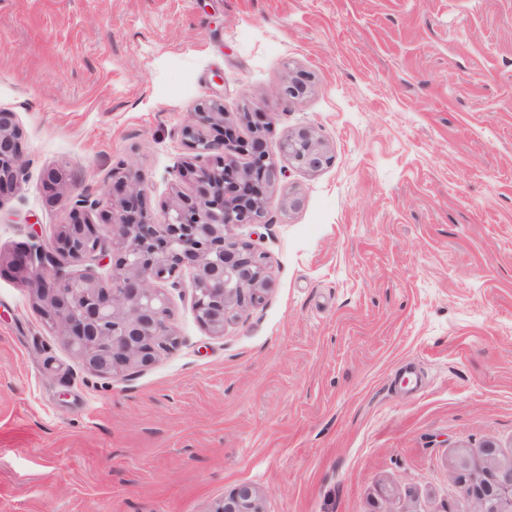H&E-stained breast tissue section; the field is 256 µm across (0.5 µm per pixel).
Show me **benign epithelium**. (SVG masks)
Listing matches in <instances>:
<instances>
[{"label": "benign epithelium", "instance_id": "obj_1", "mask_svg": "<svg viewBox=\"0 0 512 512\" xmlns=\"http://www.w3.org/2000/svg\"><path fill=\"white\" fill-rule=\"evenodd\" d=\"M307 89L304 77L291 76L277 94L291 100ZM264 130L258 114L252 137L243 139L224 121L221 98L200 99L180 129L194 157L175 171L176 180L194 192L177 191L163 219L147 212L138 173L120 167L112 170L119 210H105L95 221L88 212L98 202L81 193L52 242L35 234L13 258L17 276L32 285L43 318L94 373L114 376L129 366L148 367L177 345L169 299L160 285L184 268L193 273L196 318L215 333H224L230 313L264 299L272 285L266 257L231 234L238 225L263 223L267 195L284 176L266 155ZM281 152L306 171L330 161L326 143L312 128L289 134ZM26 169L15 115L0 112V194L18 189ZM111 253L120 261L110 285L91 272L75 271L84 260ZM457 472L473 512H512V462L499 461L493 444L462 453ZM212 512H260L257 492L243 484Z\"/></svg>", "mask_w": 512, "mask_h": 512}]
</instances>
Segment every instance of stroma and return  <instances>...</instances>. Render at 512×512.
<instances>
[{
	"label": "stroma",
	"mask_w": 512,
	"mask_h": 512,
	"mask_svg": "<svg viewBox=\"0 0 512 512\" xmlns=\"http://www.w3.org/2000/svg\"><path fill=\"white\" fill-rule=\"evenodd\" d=\"M214 93L286 169L234 230L272 287L217 335L181 271L178 344L95 374L10 256L78 193L111 207L118 167L161 217ZM0 111L28 162L0 195V512H209L243 483L263 512H471L458 454L512 461V0H0ZM301 127L320 171L281 153ZM281 152L289 164L306 171H317L330 161L326 143L312 128L289 134L281 143Z\"/></svg>",
	"instance_id": "stroma-1"
}]
</instances>
